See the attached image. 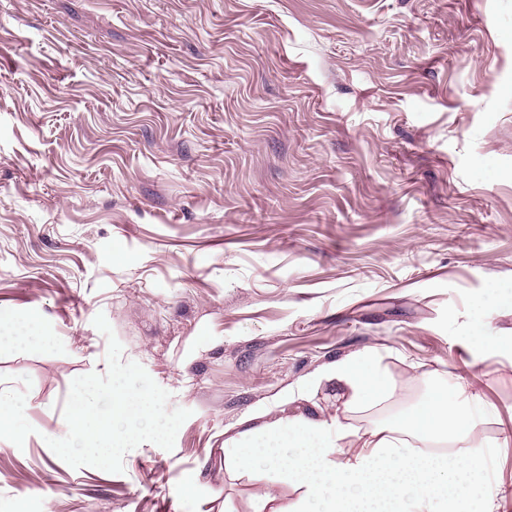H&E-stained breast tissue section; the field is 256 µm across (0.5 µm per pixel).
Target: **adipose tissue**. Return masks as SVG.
<instances>
[{
	"instance_id": "ef3b65f1",
	"label": "adipose tissue",
	"mask_w": 512,
	"mask_h": 512,
	"mask_svg": "<svg viewBox=\"0 0 512 512\" xmlns=\"http://www.w3.org/2000/svg\"><path fill=\"white\" fill-rule=\"evenodd\" d=\"M335 383L347 406H364L394 395L377 354L364 350L327 365L310 386ZM493 405L458 385L431 391L412 404L395 428L355 433L339 418L288 415L231 437L232 461L261 473L277 467L280 480L301 492L292 503L274 494L261 512H461V502H479L480 512H499L508 494L479 491L485 468L479 425ZM466 444L468 454L439 457L427 445L441 439Z\"/></svg>"
}]
</instances>
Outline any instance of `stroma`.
Here are the masks:
<instances>
[{"mask_svg": "<svg viewBox=\"0 0 512 512\" xmlns=\"http://www.w3.org/2000/svg\"><path fill=\"white\" fill-rule=\"evenodd\" d=\"M512 0H0V512H254L244 421L393 427L431 386L495 405L512 489ZM104 315L189 417L172 450L71 467L73 379ZM487 333H469L471 321ZM378 350L396 397L345 410L309 376ZM40 318L31 316L26 324H19L15 318L0 314V338L18 344H34L39 336Z\"/></svg>", "mask_w": 512, "mask_h": 512, "instance_id": "35a3bbf8", "label": "stroma"}]
</instances>
